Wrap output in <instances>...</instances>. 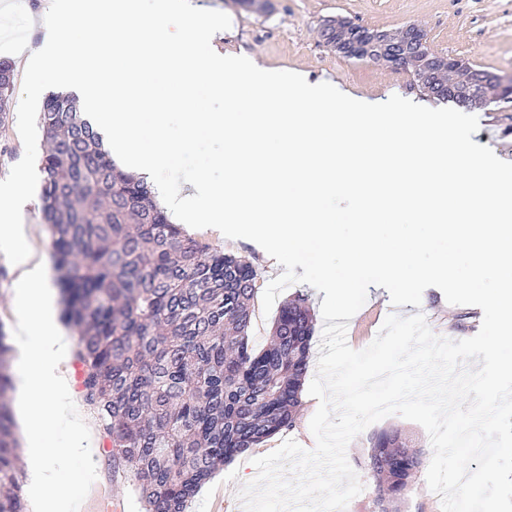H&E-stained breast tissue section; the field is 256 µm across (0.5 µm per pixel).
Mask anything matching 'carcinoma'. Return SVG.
<instances>
[{
    "mask_svg": "<svg viewBox=\"0 0 512 512\" xmlns=\"http://www.w3.org/2000/svg\"><path fill=\"white\" fill-rule=\"evenodd\" d=\"M13 87L12 62L0 59L2 127ZM39 127L42 212L85 400L110 440L112 469L134 472L143 512H185L217 469L294 426L312 316L305 299L286 302L255 351L253 265L186 237L152 187L112 160L75 97L48 95ZM8 339L0 322V512H29ZM422 455L394 432L375 437L379 512H399Z\"/></svg>",
    "mask_w": 512,
    "mask_h": 512,
    "instance_id": "carcinoma-1",
    "label": "carcinoma"
}]
</instances>
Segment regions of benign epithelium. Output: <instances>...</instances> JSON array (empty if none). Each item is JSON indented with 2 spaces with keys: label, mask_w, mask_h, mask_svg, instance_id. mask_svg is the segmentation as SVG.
Masks as SVG:
<instances>
[{
  "label": "benign epithelium",
  "mask_w": 512,
  "mask_h": 512,
  "mask_svg": "<svg viewBox=\"0 0 512 512\" xmlns=\"http://www.w3.org/2000/svg\"><path fill=\"white\" fill-rule=\"evenodd\" d=\"M323 28L330 31L337 52L413 75L431 95L449 98L466 108L492 101L488 95L492 87L501 91L512 86L511 79L497 74L476 78L460 59L432 51L426 30L417 24L379 29L338 17L325 21Z\"/></svg>",
  "instance_id": "obj_1"
}]
</instances>
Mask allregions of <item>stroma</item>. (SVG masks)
Here are the masks:
<instances>
[{"label": "stroma", "mask_w": 512, "mask_h": 512, "mask_svg": "<svg viewBox=\"0 0 512 512\" xmlns=\"http://www.w3.org/2000/svg\"><path fill=\"white\" fill-rule=\"evenodd\" d=\"M44 2L0 0V58H25L28 45L39 42L37 20ZM195 3L198 8L232 16V27L215 42L221 51L257 57L270 69L293 71L312 83L329 82L365 102L379 103L394 94L416 102L420 95L410 89L406 73L349 60L327 49L319 29L330 18L343 16L362 26L384 29L415 23L426 30L433 51L468 60L499 75H512V0H271L270 9L264 13L246 11L236 0ZM474 114L479 119L474 142L495 152L501 146L512 145V99L491 102L475 109ZM194 236L251 262L258 274V289H265L284 271L251 240L228 239L210 228L195 230ZM394 309L385 288L369 287L364 306L350 321L351 334L358 336L361 346H368ZM395 310L403 316L422 312L435 334L452 340L474 336L483 315L476 306L449 304L434 287L424 291L420 306L408 304ZM317 407V400L302 401L294 427L250 449V456H264L287 439L296 440L304 449H314L309 422ZM384 430L409 437L414 447L431 446L421 425L400 416L391 415L369 425L347 448L348 461L363 490L349 502L346 512H375L370 442ZM108 446V438L98 435L94 455L97 495L88 512H141L137 480L131 471H113L106 454ZM233 470L230 464L217 470L191 499L187 512H243L238 498L242 484Z\"/></svg>", "instance_id": "1"}]
</instances>
